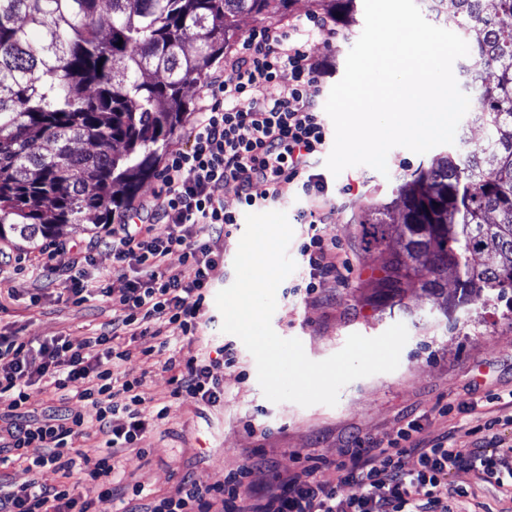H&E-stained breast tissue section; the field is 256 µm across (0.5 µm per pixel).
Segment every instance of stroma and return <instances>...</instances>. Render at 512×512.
<instances>
[{"instance_id":"35a3bbf8","label":"stroma","mask_w":512,"mask_h":512,"mask_svg":"<svg viewBox=\"0 0 512 512\" xmlns=\"http://www.w3.org/2000/svg\"><path fill=\"white\" fill-rule=\"evenodd\" d=\"M331 26L334 34L329 42L315 38L307 44L311 53L330 65L317 91L321 105L342 78L347 54L362 33L363 7H356L352 19L340 16ZM429 159V154L396 147L387 156V173L362 165L337 176L324 161H317L314 171L326 184L324 198L335 207L330 224L321 231L335 243L336 255L346 267L340 279L323 281L314 295L289 297L277 291L272 318L275 332L301 340L314 361L339 351L350 334L375 337L403 323L409 338L398 368L352 381L332 407L274 403L265 398L255 360L240 343L235 367L213 366V374L224 381V396L203 409L193 401L174 398L171 374L162 368L164 355L148 352L155 339H138L130 346V365L141 381L148 409H162L166 415L140 440L139 450L123 456L121 484L141 483L154 497L173 493L187 472L199 484H217L252 452L257 464L251 486L258 490L272 473L295 470L302 456L339 459L356 438L387 444L409 413L421 425L420 438L429 440L445 432L465 451L480 440L478 427L486 416L498 417L492 451L499 454L512 448V404L506 402L512 395V312L505 303L477 300L447 317L436 300L423 293L407 294L393 306L376 299L371 286L386 256L364 250L359 219L370 203L393 199L399 175L413 172ZM349 184L354 187L350 193L345 190ZM47 245L41 238L32 243L0 240V249L12 256L10 266L0 273V334L24 340L65 336L77 343L111 324L112 299L122 293L125 282L110 273L111 252L96 250V268L109 273L105 283L109 293L74 305L67 299L65 271L54 272L48 281L32 272L35 257ZM34 295L39 298L35 304L30 301ZM166 334L171 349L184 360L207 356L228 339L217 324L192 339L183 337L175 325ZM454 489L465 492L453 501L454 512H512V488L483 481L478 471H451L439 493L444 496Z\"/></svg>"}]
</instances>
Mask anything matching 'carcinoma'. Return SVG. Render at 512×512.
Here are the masks:
<instances>
[{
	"label": "carcinoma",
	"instance_id": "1",
	"mask_svg": "<svg viewBox=\"0 0 512 512\" xmlns=\"http://www.w3.org/2000/svg\"><path fill=\"white\" fill-rule=\"evenodd\" d=\"M293 2L0 0V239L110 223L156 175L238 17L282 16ZM422 3L468 43L484 137L400 176L396 198L370 207L369 243L389 251L374 287L394 306L418 290L439 298L454 268L457 303L512 311V0Z\"/></svg>",
	"mask_w": 512,
	"mask_h": 512
}]
</instances>
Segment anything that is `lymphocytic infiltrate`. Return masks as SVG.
Wrapping results in <instances>:
<instances>
[{"label": "lymphocytic infiltrate", "mask_w": 512, "mask_h": 512, "mask_svg": "<svg viewBox=\"0 0 512 512\" xmlns=\"http://www.w3.org/2000/svg\"><path fill=\"white\" fill-rule=\"evenodd\" d=\"M295 26L288 30L260 27L244 40L223 75L210 79L209 104L197 112L191 144L173 151L162 173V186L152 198L133 205V222L112 228L103 243L112 253V272L125 278L122 294L113 298L118 309L111 330L75 344L62 336L38 342L0 335V391L12 395L0 415V466L27 459L32 444L44 455L27 459L29 482L0 490V512H93L94 496H114V473L123 453L136 447L150 418L144 409L137 378H118L117 367L132 357L126 339L149 336L167 349L169 326L183 335L198 336L204 327L206 298L224 255L211 239L231 237L238 226L236 212L224 207L233 195L241 208L265 207L296 190L312 196L323 193L316 157L323 151L327 131L311 94L327 73L312 56ZM280 88L277 97L266 86ZM249 98V110L238 102ZM263 194H254L255 184ZM335 210L324 204L300 211L298 219L311 230L301 253L310 269L306 294L317 291L318 280L340 274L335 246L321 233ZM93 245L76 250L55 244L38 266L45 276L60 267L79 268L67 289L73 304L105 295L100 273L94 272ZM180 253L181 266L166 264ZM176 384L175 398L212 406L224 394V383L207 360L169 356L163 363ZM31 383L68 390L77 402L66 414L29 417V394L15 383L19 374ZM96 410L87 424L82 405ZM419 425L406 420L395 439L376 461L373 447L355 441L345 458L306 457L288 476H274L266 490L253 492L248 478L255 465L246 459L225 473L220 485L203 486L183 477L171 495L153 499L146 512H452L437 495L450 471L478 468L489 483H501L496 459L483 448L462 452L447 436L415 439ZM96 436L99 446L76 447L78 439ZM358 483L359 496L344 498L337 483ZM427 487L425 500L413 496L415 486Z\"/></svg>", "instance_id": "lymphocytic-infiltrate-1"}]
</instances>
